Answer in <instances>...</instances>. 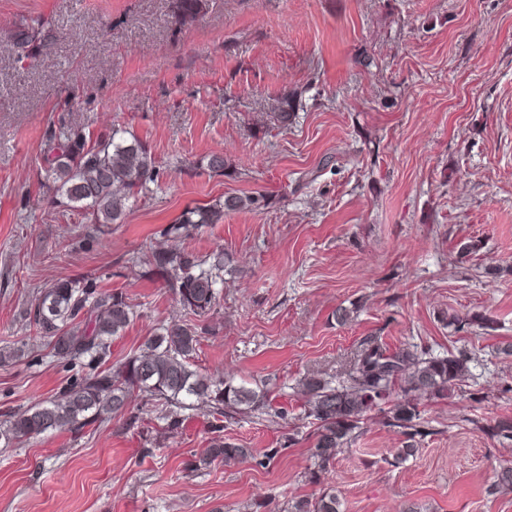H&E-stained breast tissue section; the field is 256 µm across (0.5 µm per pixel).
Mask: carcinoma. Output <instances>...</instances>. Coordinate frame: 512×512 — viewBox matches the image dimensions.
<instances>
[{
    "label": "carcinoma",
    "instance_id": "carcinoma-1",
    "mask_svg": "<svg viewBox=\"0 0 512 512\" xmlns=\"http://www.w3.org/2000/svg\"><path fill=\"white\" fill-rule=\"evenodd\" d=\"M39 17L17 26L13 39L32 46L51 37ZM297 108V97L285 96L275 113L286 125ZM43 178L52 183L66 206L84 213L92 224H118L131 200L150 192L157 181L155 160L147 146L125 137L121 128L88 144L85 128L60 121L50 127L43 158ZM252 196H227L211 206L185 210L169 225L164 237L170 244L151 248L143 263L176 297L184 317L173 320L147 337L140 352L117 367L100 368L110 352L112 337L121 335L136 317L121 293L106 290L89 277L63 278L36 292L26 310L36 336L47 341L54 358L67 364L83 363L87 370L58 395L30 404L0 422L5 443L22 444L48 431L78 433L88 425L102 424L129 412L137 394L161 407L167 428L180 427L182 413L201 402L214 419L211 448L197 467L215 461L226 466L253 457V449L224 441V419L271 410L261 389L234 383L227 374L214 379L194 368L200 343L198 325L189 318L207 319L220 302L224 272L230 258L224 250L205 257L179 248L174 242L207 224H217L224 212L240 211L255 204ZM492 320L481 313L452 316L457 329H487ZM472 357L464 352L434 355L417 346L389 351L377 338L365 339L349 364L333 375L309 373L299 381L305 399V415L317 421L312 447L315 470L310 480L321 481L337 455L361 433V424L374 410L382 412L383 425L397 428L410 441L427 433L423 402L446 399L471 376ZM493 438L512 441V418L497 420L485 428ZM292 512H340L330 493L313 500H299Z\"/></svg>",
    "mask_w": 512,
    "mask_h": 512
}]
</instances>
